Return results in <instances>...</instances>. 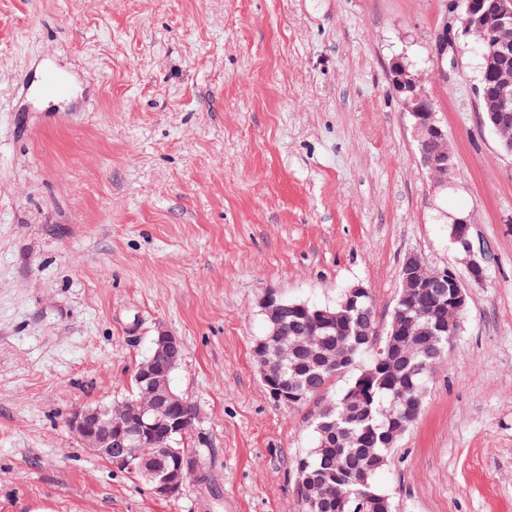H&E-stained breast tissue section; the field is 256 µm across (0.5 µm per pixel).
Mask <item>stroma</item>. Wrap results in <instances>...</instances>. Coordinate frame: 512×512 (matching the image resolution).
<instances>
[{"instance_id":"obj_1","label":"stroma","mask_w":512,"mask_h":512,"mask_svg":"<svg viewBox=\"0 0 512 512\" xmlns=\"http://www.w3.org/2000/svg\"><path fill=\"white\" fill-rule=\"evenodd\" d=\"M453 0H0V512H295L297 458L349 375L291 409L253 345L267 293L386 327L408 254L489 248L421 411L374 476L394 512H512V155L478 112ZM420 74L454 168L433 177L387 79ZM65 99L40 98L47 70ZM197 411L179 497L81 447L157 327ZM455 223L453 241L459 244L465 255L467 279L470 283L480 284L485 278L486 251L482 243L475 245L471 238V225L466 218H458Z\"/></svg>"}]
</instances>
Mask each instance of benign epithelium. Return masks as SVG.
Segmentation results:
<instances>
[{"label":"benign epithelium","mask_w":512,"mask_h":512,"mask_svg":"<svg viewBox=\"0 0 512 512\" xmlns=\"http://www.w3.org/2000/svg\"><path fill=\"white\" fill-rule=\"evenodd\" d=\"M462 32L473 36L482 59L477 96L483 124L500 129L512 126V0H497L493 12L484 10V0H462ZM388 79L405 111L413 119L417 140L435 148L420 150L422 163L436 176L454 168L448 153V136L435 117L433 103L421 78L398 60L387 70ZM471 225L465 218L455 221L453 241L465 255L467 279L450 268H433L417 254L408 255L402 265L403 296L428 293L438 305L448 308V323L420 327L414 318L397 317L385 346L375 345L371 328L362 330L369 346L376 347L375 367L357 379L344 400L347 409H362L368 392L377 379L391 375L397 364L409 359L432 342H448L456 336L460 318L466 310V282L480 284L485 278L486 251L473 243ZM262 312L275 324L271 337L256 341L254 357L262 383L278 404L296 407L309 397L307 391L287 387L280 379L279 364L294 361L301 351L321 353L322 338L316 331L292 336L288 326L279 322L280 299L267 296ZM152 355L138 366L139 398L114 407L79 409L67 419V426L82 447L104 459L116 469L142 472L151 482V490L162 499L178 497L191 473L189 457L172 447L169 441L184 436L195 412L188 401L171 387V373L182 360L181 343L169 330L160 328L152 341ZM404 413H389L387 430L390 441L405 433ZM326 446L341 444L346 431L330 424H319ZM161 442L160 452L147 448ZM307 463L299 462L296 494L310 508L329 499L325 485L305 473Z\"/></svg>","instance_id":"1"}]
</instances>
